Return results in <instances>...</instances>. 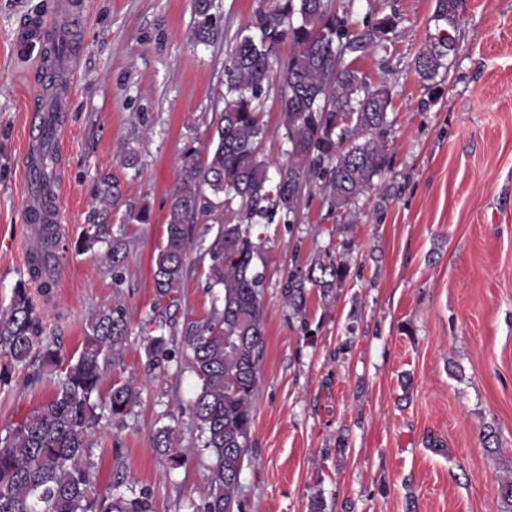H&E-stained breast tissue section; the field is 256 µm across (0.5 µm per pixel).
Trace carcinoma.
Returning a JSON list of instances; mask_svg holds the SVG:
<instances>
[{"label": "carcinoma", "mask_w": 512, "mask_h": 512, "mask_svg": "<svg viewBox=\"0 0 512 512\" xmlns=\"http://www.w3.org/2000/svg\"><path fill=\"white\" fill-rule=\"evenodd\" d=\"M210 0H195L192 37L206 44L216 20ZM464 0H435L433 27L414 59L413 70L429 88L453 66ZM399 23L396 12L370 13L361 23L336 10L333 0H271L235 35L224 65V107L215 114L206 156L184 154L170 194L166 239L158 248L153 316L145 326L144 351L153 366L170 357L173 332L167 311L177 305L188 267L190 226L202 217L230 215L211 241L200 239L209 288L222 289L223 308L191 331L186 358L197 379L191 401L198 441L208 454L207 494L192 512L241 509L240 476L254 423L252 399L265 346L260 270L266 237L260 224L296 213L302 192L322 188L334 209H346L375 186L389 167L384 142L391 87L371 82L358 66L369 49L385 50ZM288 55L280 57L283 45ZM279 80L282 138L288 163L278 180L269 176L261 146L268 137L267 94ZM352 124L336 125V113ZM118 264L128 241L108 224H93L73 248L97 244ZM340 262L318 260L290 273L282 286L288 306L299 312L306 284L323 289L344 278ZM129 337L123 309L100 310L84 327L81 350L67 356L44 335L26 286L14 289L0 310V381L10 369L34 366L56 381L53 395L32 408L0 439V512H154L151 493L128 488L99 496L91 481L89 437L103 418L122 419L139 402L140 389L115 380L102 390L105 371L120 360ZM152 446L173 469L185 455L177 427L155 429Z\"/></svg>", "instance_id": "obj_1"}]
</instances>
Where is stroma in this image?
<instances>
[{"label": "stroma", "mask_w": 512, "mask_h": 512, "mask_svg": "<svg viewBox=\"0 0 512 512\" xmlns=\"http://www.w3.org/2000/svg\"><path fill=\"white\" fill-rule=\"evenodd\" d=\"M86 2L59 222L73 241L109 212L128 255L116 269L103 247L69 252L51 268L58 286L30 284L23 161L41 60L14 43L24 23L49 19L54 0H0V307L29 283L47 335L68 355L92 315L125 310L132 333L104 380L136 383L140 400L92 435L93 481L135 485L151 492L155 512H185L203 501L209 464L184 356L188 333L214 308L196 247L158 377L146 371L140 328L182 156L207 154L229 46L262 0H212L206 45L191 39L194 0ZM334 2L356 22L371 7L399 16L390 70L377 51L359 61L392 88L390 165L349 209H331L315 190L290 222L263 230L265 350L242 512H310L316 495L325 512H498L499 486L512 480V0H465L459 52L435 92L411 65L434 0ZM109 186L120 200L107 210ZM131 207L147 209L149 223L123 224ZM329 256L346 264L344 280L306 286L302 310L288 307L289 272ZM54 389L15 369L0 385V438ZM165 424L178 426L187 459L176 470L150 444Z\"/></svg>", "instance_id": "obj_1"}]
</instances>
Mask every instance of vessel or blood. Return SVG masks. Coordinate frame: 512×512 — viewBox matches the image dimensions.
<instances>
[{
	"label": "vessel or blood",
	"mask_w": 512,
	"mask_h": 512,
	"mask_svg": "<svg viewBox=\"0 0 512 512\" xmlns=\"http://www.w3.org/2000/svg\"><path fill=\"white\" fill-rule=\"evenodd\" d=\"M84 0H56L50 22L32 21L17 37L19 49L39 47L48 70L39 86L35 110L38 114L29 136L25 154L26 219L57 223L61 183L45 189L43 168L53 160L55 170H62L64 156L60 142L66 131L63 115L67 110L70 80L78 54L74 48L75 24L84 13Z\"/></svg>",
	"instance_id": "obj_1"
}]
</instances>
